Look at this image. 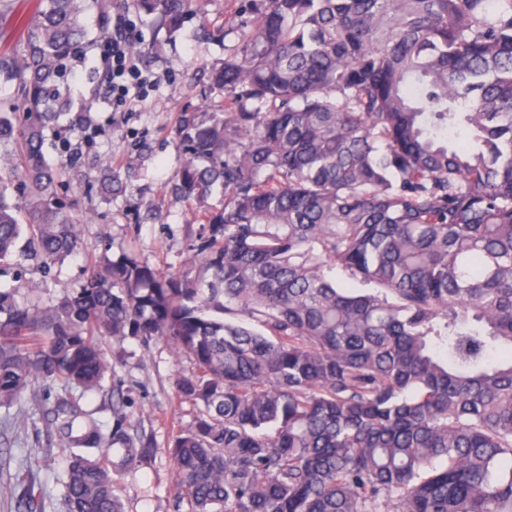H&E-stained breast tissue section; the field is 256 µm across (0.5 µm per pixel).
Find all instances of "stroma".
<instances>
[{"label":"stroma","instance_id":"obj_1","mask_svg":"<svg viewBox=\"0 0 512 512\" xmlns=\"http://www.w3.org/2000/svg\"><path fill=\"white\" fill-rule=\"evenodd\" d=\"M133 35L134 55L143 73L151 76V84L141 97L130 98L122 111H113L100 48L87 49L84 58L70 66L68 90L77 111L92 110L97 125L81 135L64 127L55 129L49 135L47 154L66 166L69 197L86 218L82 236L90 252L111 258L132 253L149 265L176 270L188 257L187 247L200 221L195 203L169 188L184 161L175 125L180 113L223 104V93L210 89L204 74L222 61L224 46L202 37L194 23L171 36L155 24L137 20ZM104 161L125 178L123 192L110 200L98 194L94 183ZM86 266L87 259L80 254L45 277L22 260L14 271L0 276V283L40 282L49 297L57 298L79 285ZM102 345L114 358L113 371L122 384L128 419L154 431L158 446L150 469L117 477L126 510L173 512L178 477L166 446L171 435L191 421L190 407L179 403L174 382L178 375L190 373L192 364L163 341L143 347L108 337ZM23 455L30 458L43 486V512H65L66 453L31 397L11 409H0V512H18L15 476Z\"/></svg>","mask_w":512,"mask_h":512}]
</instances>
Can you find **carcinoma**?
<instances>
[{
    "instance_id": "carcinoma-1",
    "label": "carcinoma",
    "mask_w": 512,
    "mask_h": 512,
    "mask_svg": "<svg viewBox=\"0 0 512 512\" xmlns=\"http://www.w3.org/2000/svg\"><path fill=\"white\" fill-rule=\"evenodd\" d=\"M90 3L112 34V0H0V271L87 251L45 143L93 122L61 87ZM129 7L170 33L201 14ZM231 32L224 105L175 128L191 255L92 256L56 299L0 287V408L60 389L66 512H125L112 474L155 436L118 408L76 423L71 391L112 380L102 337L163 339L194 366L176 512H512V0H241ZM97 184L124 187L108 163Z\"/></svg>"
}]
</instances>
